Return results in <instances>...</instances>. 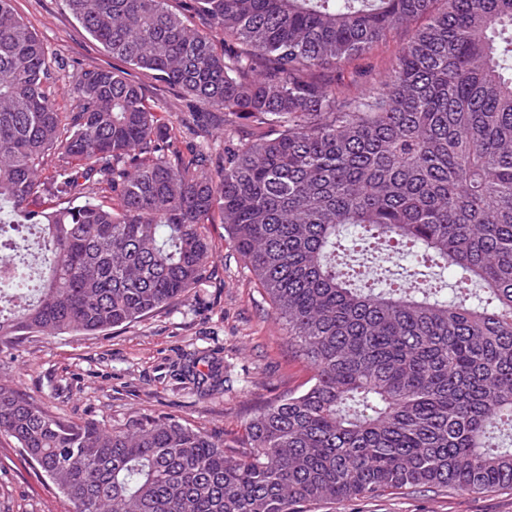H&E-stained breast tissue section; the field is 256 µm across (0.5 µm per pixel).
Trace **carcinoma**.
I'll use <instances>...</instances> for the list:
<instances>
[{
	"label": "carcinoma",
	"mask_w": 512,
	"mask_h": 512,
	"mask_svg": "<svg viewBox=\"0 0 512 512\" xmlns=\"http://www.w3.org/2000/svg\"><path fill=\"white\" fill-rule=\"evenodd\" d=\"M63 2L125 68L83 71L78 110L58 111L44 42L0 0V206L51 256L35 301L0 303V351L181 299L207 279L218 214L314 377L229 442L169 417L65 420L0 380V434L72 512L512 489V0ZM418 17L379 86L322 77ZM129 67L192 110L162 121ZM394 251L411 277L343 260ZM179 376L224 389L205 351Z\"/></svg>",
	"instance_id": "cac0c4a2"
}]
</instances>
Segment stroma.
Segmentation results:
<instances>
[{"label":"stroma","mask_w":512,"mask_h":512,"mask_svg":"<svg viewBox=\"0 0 512 512\" xmlns=\"http://www.w3.org/2000/svg\"><path fill=\"white\" fill-rule=\"evenodd\" d=\"M13 8L38 33L59 69V111H75L73 88L81 72L111 64V56L63 0H13ZM209 233L216 246L214 266L187 299L94 336L25 338L0 353V377L67 420L117 425L165 416L227 439L241 436L267 403L304 390L313 370L296 355L286 325L228 244L223 225L210 224ZM203 350L224 358V389L206 398L177 373L181 358ZM70 510L16 442L0 435V512ZM313 512H512V490H417L323 503Z\"/></svg>","instance_id":"1"}]
</instances>
